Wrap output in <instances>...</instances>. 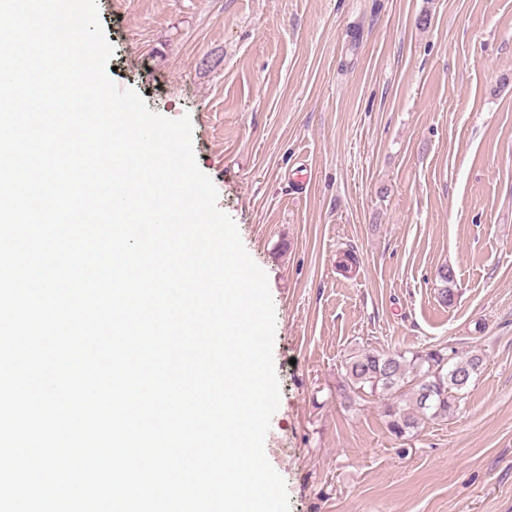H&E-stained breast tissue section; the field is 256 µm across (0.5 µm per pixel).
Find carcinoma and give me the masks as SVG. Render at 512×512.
Here are the masks:
<instances>
[{"instance_id":"cac0c4a2","label":"carcinoma","mask_w":512,"mask_h":512,"mask_svg":"<svg viewBox=\"0 0 512 512\" xmlns=\"http://www.w3.org/2000/svg\"><path fill=\"white\" fill-rule=\"evenodd\" d=\"M438 295L445 305L456 298L454 273L448 266L437 272ZM484 365L481 351L461 357L455 348L428 351H366L345 365L339 395L349 401L367 392L386 402L387 427L395 437L417 428L420 420L447 415L464 399L467 389ZM413 406L409 411L401 403Z\"/></svg>"}]
</instances>
